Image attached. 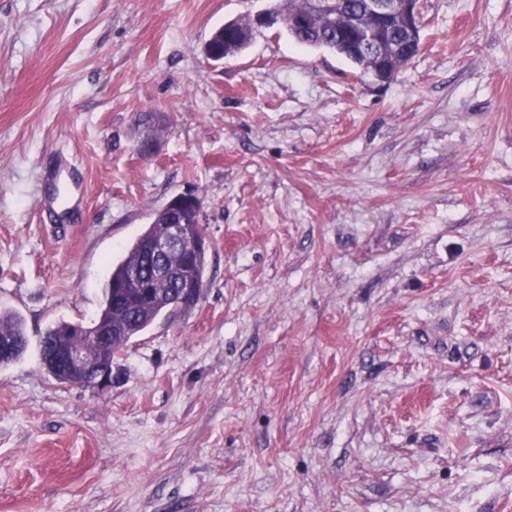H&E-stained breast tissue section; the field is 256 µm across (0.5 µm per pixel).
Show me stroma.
I'll return each instance as SVG.
<instances>
[{
  "mask_svg": "<svg viewBox=\"0 0 512 512\" xmlns=\"http://www.w3.org/2000/svg\"><path fill=\"white\" fill-rule=\"evenodd\" d=\"M271 5L0 0V512H512V0H421L384 85L280 25L203 56ZM186 191L200 301L59 383ZM253 17L252 20L230 21L229 24L224 25V41L220 38L221 32H219L212 42L218 59L223 55L225 58L240 53L249 47L254 38L252 21L255 27H270L278 22L277 18L270 16L266 11L259 12ZM381 39L383 43L393 42L401 46L400 54L390 63L391 69L397 71L414 58L421 36L417 34L415 39L411 41L409 36L397 24L396 20H392L384 28ZM411 42L414 43V49L411 47ZM10 337L14 340H24L26 338L24 332L23 320L15 313L0 312V366H7L18 359H12L16 354L24 348L23 343L12 339L1 338ZM11 358V359H9Z\"/></svg>",
  "mask_w": 512,
  "mask_h": 512,
  "instance_id": "obj_1",
  "label": "stroma"
}]
</instances>
